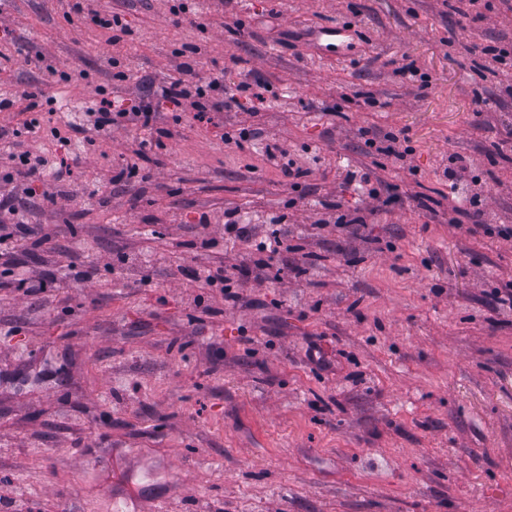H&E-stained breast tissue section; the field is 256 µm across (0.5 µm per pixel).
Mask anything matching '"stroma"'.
<instances>
[{"label":"stroma","instance_id":"stroma-1","mask_svg":"<svg viewBox=\"0 0 512 512\" xmlns=\"http://www.w3.org/2000/svg\"><path fill=\"white\" fill-rule=\"evenodd\" d=\"M459 6L110 0L116 38L68 0H0V88L17 98L0 123L22 121L24 93L53 100L36 147L77 158L30 217L50 242L18 240L0 266V512H113L117 496L126 512H512V308L496 298L512 281L497 228L512 225V151L494 147L512 97L463 49L501 45L512 12L495 0L475 22ZM332 21L359 38L319 48ZM183 62L238 108L161 99ZM111 88L151 102L172 137L125 123L72 140ZM362 129L399 133L408 156L369 154ZM272 139L306 176L283 177ZM454 152L479 165L491 230L448 221L468 206L443 175ZM123 162L137 176L109 188ZM364 164L386 206L344 183ZM332 203L366 223H323ZM228 210L280 219L276 254L226 237ZM221 266L243 303L205 286ZM31 275L49 289L18 292Z\"/></svg>","mask_w":512,"mask_h":512}]
</instances>
